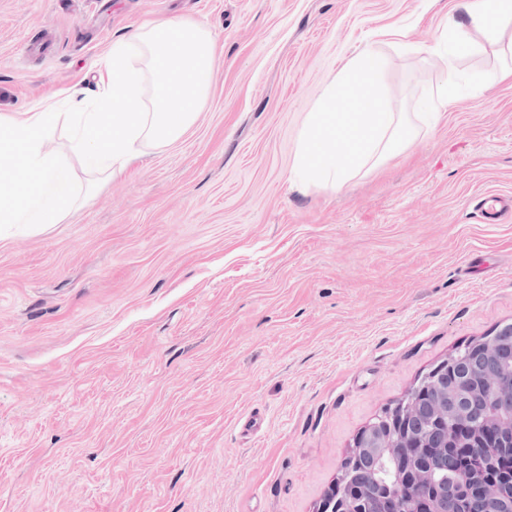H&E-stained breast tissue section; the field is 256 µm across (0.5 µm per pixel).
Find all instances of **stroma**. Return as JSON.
<instances>
[{
	"label": "stroma",
	"instance_id": "35a3bbf8",
	"mask_svg": "<svg viewBox=\"0 0 512 512\" xmlns=\"http://www.w3.org/2000/svg\"><path fill=\"white\" fill-rule=\"evenodd\" d=\"M463 0H0V113L94 90L113 39L207 24L205 108L59 223L0 239V512H314L356 435L512 322V84L338 191L290 185L362 41L391 111L436 88ZM260 415L258 430L243 425ZM485 204L490 203L484 210L485 224H501L512 219V197L489 196Z\"/></svg>",
	"mask_w": 512,
	"mask_h": 512
}]
</instances>
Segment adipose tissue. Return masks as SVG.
<instances>
[{"instance_id":"obj_1","label":"adipose tissue","mask_w":512,"mask_h":512,"mask_svg":"<svg viewBox=\"0 0 512 512\" xmlns=\"http://www.w3.org/2000/svg\"><path fill=\"white\" fill-rule=\"evenodd\" d=\"M465 21L449 19L431 52L445 69L421 113L391 111L379 82L384 60L373 43L361 45L311 105L296 143L291 180L338 190L350 177L375 166L433 128L453 100L462 53L506 46L512 53V0H464Z\"/></svg>"}]
</instances>
